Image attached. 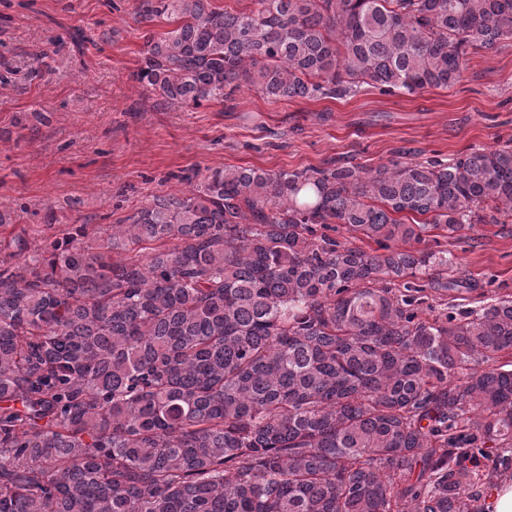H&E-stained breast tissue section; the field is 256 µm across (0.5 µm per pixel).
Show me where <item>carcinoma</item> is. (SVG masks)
<instances>
[{"mask_svg": "<svg viewBox=\"0 0 512 512\" xmlns=\"http://www.w3.org/2000/svg\"><path fill=\"white\" fill-rule=\"evenodd\" d=\"M254 3L145 0L173 28L134 76L195 106L415 95L512 41V0ZM506 216L509 144L208 169L104 231L0 212V512H481L512 471V297L457 308L440 240Z\"/></svg>", "mask_w": 512, "mask_h": 512, "instance_id": "carcinoma-1", "label": "carcinoma"}]
</instances>
